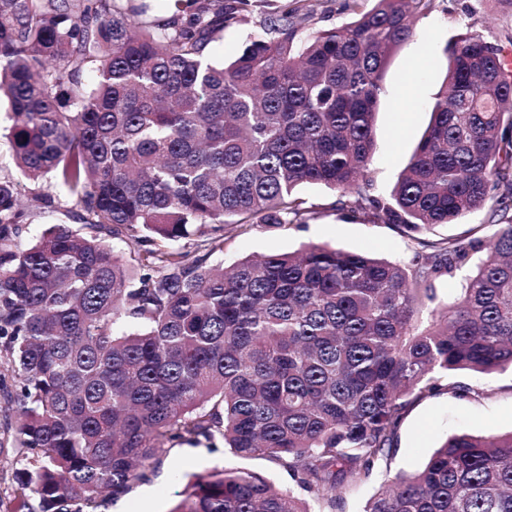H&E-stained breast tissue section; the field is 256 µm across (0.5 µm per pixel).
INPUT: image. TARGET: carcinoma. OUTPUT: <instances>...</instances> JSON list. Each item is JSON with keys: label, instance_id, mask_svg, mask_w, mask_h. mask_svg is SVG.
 <instances>
[{"label": "carcinoma", "instance_id": "cac0c4a2", "mask_svg": "<svg viewBox=\"0 0 512 512\" xmlns=\"http://www.w3.org/2000/svg\"><path fill=\"white\" fill-rule=\"evenodd\" d=\"M373 2L344 0L356 19L301 39L313 0H291L270 37L213 63L209 45L251 0H175L164 18L147 0H0V96L30 184L0 177V471L23 466L14 512H31L30 493L39 512H98L174 445L217 438L297 491L215 469L173 512H339L391 460L411 401L478 399L450 377L512 369V73L483 35L453 37L408 165L389 197L363 194L387 59L430 0ZM301 184L410 235V263L309 243L211 264L230 225L316 219ZM65 197L78 228L17 242ZM490 198L468 236L425 238ZM472 263L460 296L428 310L435 281ZM363 512H512V430L448 437Z\"/></svg>", "mask_w": 512, "mask_h": 512}]
</instances>
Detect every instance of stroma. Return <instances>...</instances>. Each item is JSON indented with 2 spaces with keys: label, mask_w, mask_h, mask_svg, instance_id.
<instances>
[{
  "label": "stroma",
  "mask_w": 512,
  "mask_h": 512,
  "mask_svg": "<svg viewBox=\"0 0 512 512\" xmlns=\"http://www.w3.org/2000/svg\"><path fill=\"white\" fill-rule=\"evenodd\" d=\"M285 5L286 0H255L247 21L226 27L222 38L211 45L209 58L215 62L233 59L248 41L264 36L266 20L280 14ZM466 31L480 33L503 51L512 52V0H433L429 10L417 16L413 36L393 50L384 70V92L375 121L376 149L369 165L372 193L389 195L407 165L430 121L429 106L446 84L445 46ZM298 192L319 205L318 218L300 227L254 224L244 233L230 230L224 251L214 256V263L227 265L318 242L401 265L410 261L414 244L408 237L394 227L334 209L338 192L312 184L299 186ZM452 380L483 391V398L443 391L412 401L398 428L390 464L376 468L369 480L346 495L343 512H362L380 483L421 469L453 434L512 430V373L461 372ZM224 467L254 472L284 490L292 486L287 472L270 460L240 459L220 448L182 444L173 447L150 481L107 501L101 512H174L195 476Z\"/></svg>",
  "instance_id": "obj_1"
}]
</instances>
